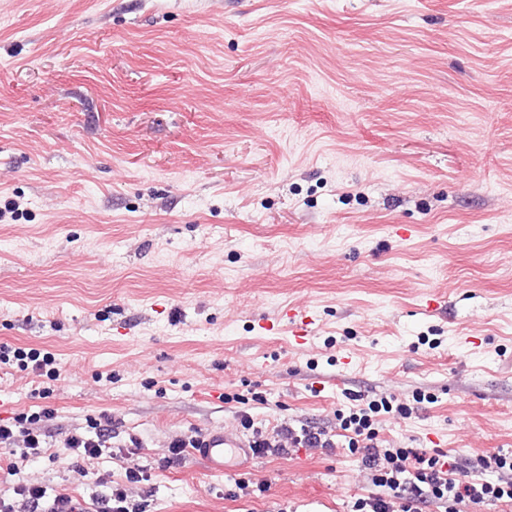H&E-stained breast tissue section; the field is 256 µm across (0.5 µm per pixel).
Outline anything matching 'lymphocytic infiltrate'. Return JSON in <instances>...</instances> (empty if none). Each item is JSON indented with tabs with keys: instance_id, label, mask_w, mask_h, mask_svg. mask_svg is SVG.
Returning a JSON list of instances; mask_svg holds the SVG:
<instances>
[{
	"instance_id": "obj_1",
	"label": "lymphocytic infiltrate",
	"mask_w": 512,
	"mask_h": 512,
	"mask_svg": "<svg viewBox=\"0 0 512 512\" xmlns=\"http://www.w3.org/2000/svg\"><path fill=\"white\" fill-rule=\"evenodd\" d=\"M426 399L418 392L412 402L392 395H380L364 407L337 414L336 430L303 424L280 423L272 428L256 425L252 416L240 414L239 424L249 434V446L260 455L286 456L302 448H320L334 452L347 449L359 468L371 479L375 493L357 498L352 512H422L424 504L434 502L444 512H460L463 503L488 504L512 502V450L498 449L475 457L468 467H460L438 449L392 448L379 439L375 427L379 415L409 417L417 404ZM33 417L22 412L11 421L0 422V447L17 449L20 459H27L43 448L50 430H30ZM112 419L101 415L91 420L86 432H74L63 441L64 454L74 465L101 457L126 461L125 485L110 486L94 498L95 512H145L146 495L129 494L127 485H141L149 475L144 466L133 463L140 450L139 438L123 445H113ZM20 499L11 504L0 499V512H56V504L65 502L62 494H48L46 486L23 481L14 488Z\"/></svg>"
}]
</instances>
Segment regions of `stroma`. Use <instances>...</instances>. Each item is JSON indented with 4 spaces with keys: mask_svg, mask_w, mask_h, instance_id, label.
Instances as JSON below:
<instances>
[{
    "mask_svg": "<svg viewBox=\"0 0 512 512\" xmlns=\"http://www.w3.org/2000/svg\"><path fill=\"white\" fill-rule=\"evenodd\" d=\"M291 306L302 346L257 328ZM1 344L60 373L0 363V419L56 414L19 475L0 449L9 499L124 483L60 448L102 414L144 440L148 512L370 490L343 450L163 467L242 411L330 427L349 394L421 391L383 439L512 449V0H0ZM11 353L13 359L21 362L23 368H29V363H32L31 369L33 372L38 373V375L41 376L45 374L53 378V380L58 378L59 372L54 366L56 359L50 353L43 354L40 359L41 352L35 349H29V351L26 352V350L22 348L13 349L8 345H0V362L5 364L9 363ZM47 367L49 368L47 369Z\"/></svg>",
    "mask_w": 512,
    "mask_h": 512,
    "instance_id": "1",
    "label": "stroma"
}]
</instances>
